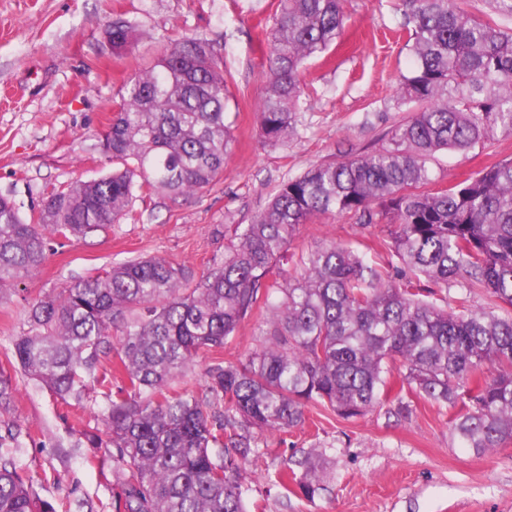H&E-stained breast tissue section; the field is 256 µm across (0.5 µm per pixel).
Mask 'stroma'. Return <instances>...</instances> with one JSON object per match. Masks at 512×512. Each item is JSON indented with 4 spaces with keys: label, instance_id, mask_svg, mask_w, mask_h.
I'll use <instances>...</instances> for the list:
<instances>
[{
    "label": "stroma",
    "instance_id": "35a3bbf8",
    "mask_svg": "<svg viewBox=\"0 0 512 512\" xmlns=\"http://www.w3.org/2000/svg\"><path fill=\"white\" fill-rule=\"evenodd\" d=\"M278 0H0V195L23 212L40 208L56 188L111 169L101 134L138 66L154 59L162 35L199 36L224 60L227 120L235 143L224 174L187 196L153 195L106 230L64 242L53 238L42 267L0 291V373L15 384L0 409L21 434L11 448L18 469L52 504H92L115 512L112 475L100 471L83 432L98 425L107 401L96 386L83 404L65 403L23 376L12 338L26 327L33 300L130 259L159 257L202 276L238 224L250 223L278 185L308 168L386 147V134L410 111L399 83L413 64L399 0H342L344 28L325 54L303 66L305 96L296 133L285 146H262L256 104L269 76L265 30ZM132 21L141 40L114 55L105 29ZM512 159V136L467 150H441L429 162L438 183L460 181ZM383 225H357L346 215L301 225L289 251L301 256L342 242L383 271L400 268L384 245ZM264 311L238 326L220 354L236 362L262 348ZM451 407L407 388L365 416L344 419L319 405L303 424L264 434L246 466L251 512H512V443L480 454L450 434ZM318 453L325 488L307 500L281 487L284 464Z\"/></svg>",
    "mask_w": 512,
    "mask_h": 512
}]
</instances>
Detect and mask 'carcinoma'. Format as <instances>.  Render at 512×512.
<instances>
[{
	"label": "carcinoma",
	"mask_w": 512,
	"mask_h": 512,
	"mask_svg": "<svg viewBox=\"0 0 512 512\" xmlns=\"http://www.w3.org/2000/svg\"><path fill=\"white\" fill-rule=\"evenodd\" d=\"M414 57L400 99L421 108L388 133L382 150L310 167L283 182L268 206L235 231L224 258L200 279L162 258L118 263L34 301L12 341L25 375L80 404L101 358L117 359L122 385L107 395L104 429L89 448L112 449L118 512H248L244 465L264 432L297 427L321 405L350 419L402 383L460 407L452 434L478 453L512 442V159L462 182L437 185L441 149L512 136V26L481 19L459 0H401ZM344 26L340 0H278L266 32L270 78L257 104L262 143L296 132L303 62L327 52ZM114 51L133 50L136 27L108 24ZM154 63L124 84L101 135L112 171L51 192L25 218L0 195V291L40 268L49 236L80 238L130 215L154 193L189 195L224 172L234 143L225 121L224 62L197 37L163 38ZM350 215L383 224L403 267L382 273L331 241L282 266L298 226ZM459 284L486 307L449 312L420 298V278ZM267 312L264 346L246 360L215 354L255 309ZM211 358L201 396L169 392L197 358ZM312 500L323 477L293 478ZM0 512H57L0 453Z\"/></svg>",
	"instance_id": "obj_1"
}]
</instances>
